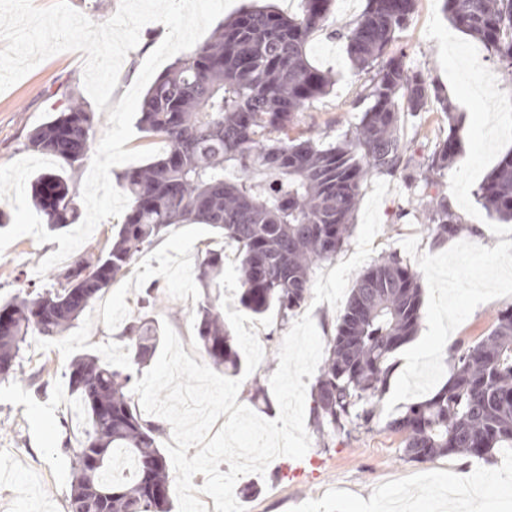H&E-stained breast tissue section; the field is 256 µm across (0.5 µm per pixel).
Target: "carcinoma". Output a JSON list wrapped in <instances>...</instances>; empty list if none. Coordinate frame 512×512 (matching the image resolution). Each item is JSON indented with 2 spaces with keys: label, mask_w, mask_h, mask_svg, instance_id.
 Here are the masks:
<instances>
[{
  "label": "carcinoma",
  "mask_w": 512,
  "mask_h": 512,
  "mask_svg": "<svg viewBox=\"0 0 512 512\" xmlns=\"http://www.w3.org/2000/svg\"><path fill=\"white\" fill-rule=\"evenodd\" d=\"M443 6L451 24L481 43L512 83V0H443ZM415 8L416 0H367L346 27L348 59L369 75V105L337 143L290 135L298 112L330 92L332 77L311 63L309 44L331 18L333 0H302L294 16L248 6L176 59L148 88L138 119L168 149L122 176L130 208L109 246L75 258L52 274L49 286L22 288L0 307L8 320L0 331V379L17 375L28 337H63L176 224L218 229L239 253L238 305L255 316L274 311L280 326L287 325L306 302L315 267L336 257L350 238L364 182L401 166L407 151L401 113L424 112L435 100L450 114L448 99L403 57L386 56ZM94 134L92 114L73 99L27 141L74 172ZM456 144L452 127L424 181L448 167ZM77 197L71 176L47 172L32 183L34 205L51 231L77 222ZM477 197L499 220L512 221V151ZM425 213L436 240L457 231L460 218L445 198L429 197ZM223 272L224 251L206 250L196 268L204 288L196 342L216 369L237 377L244 367L239 348L210 297ZM421 304L418 274L393 253L360 274L310 393L312 425L323 447L371 429L382 414L394 355L417 334ZM144 308L120 335L128 365L138 370L160 343L147 299ZM134 384L133 373L97 354L71 361L69 388L85 406L89 428L74 449L69 512H172V479L161 448L166 429L139 411ZM385 427L401 435L402 456L416 462L485 458L512 447V307L498 312L488 335L454 348L448 380L430 398L387 416ZM118 450L134 461L129 481L108 475Z\"/></svg>",
  "instance_id": "cac0c4a2"
}]
</instances>
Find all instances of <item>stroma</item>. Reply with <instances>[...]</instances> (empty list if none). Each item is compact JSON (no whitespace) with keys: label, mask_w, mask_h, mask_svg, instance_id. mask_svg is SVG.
Here are the masks:
<instances>
[{"label":"stroma","mask_w":512,"mask_h":512,"mask_svg":"<svg viewBox=\"0 0 512 512\" xmlns=\"http://www.w3.org/2000/svg\"><path fill=\"white\" fill-rule=\"evenodd\" d=\"M365 5L366 0H335L332 18L310 42L311 62L331 71L335 85L299 113L297 128L308 136L342 140L362 116L366 76L352 68L339 30ZM448 26L442 0H418L389 46L388 55L404 56L410 68L438 87L452 112L444 114L433 103L425 112L403 114L406 166L393 174L371 175L363 184L349 241L334 259L317 266L303 307L325 339L334 334L351 288L372 262L394 253L418 273L423 288L419 333L438 351L414 368L410 348L396 352L398 367L383 399L388 414L430 397L448 377L451 347L487 335L497 311L512 304V264L495 261L496 256L512 255V223L498 220L477 198L487 174L512 150V138L499 133L512 112L497 96L503 83L497 62L481 56V44L467 35L449 41ZM165 33L159 22L142 28L137 47L121 66L110 105H117L132 86ZM85 57L82 51L52 55L0 93V166L30 155L28 132L64 111L73 97L93 112L95 134L103 136L107 114L97 111L84 88ZM452 121L460 128L456 157L433 183H425L419 166L447 137ZM435 195L445 197L461 218L458 232L441 242L421 215L422 199ZM58 248V243H40L27 235L1 252L0 305L27 284H48L36 268ZM209 248L223 251L225 262L238 260L235 248L212 226L174 227L107 290L111 320H99L90 308L64 342L28 339L21 373L0 381V512H67L72 448L88 421L69 389V364L89 351L123 368L127 352L119 335L140 312L152 282L164 289L155 317L172 327L188 355L201 358L193 314L204 290L194 270ZM256 333L263 359L243 379L238 401L272 420L277 404L251 401L248 388L253 383L269 386L286 332L274 323ZM401 454L400 435L381 424L327 448L315 439L302 459L281 456L264 474L243 475L239 486L252 491L238 501L247 512H512V448L495 451L486 460L460 455L421 463Z\"/></svg>","instance_id":"stroma-1"}]
</instances>
